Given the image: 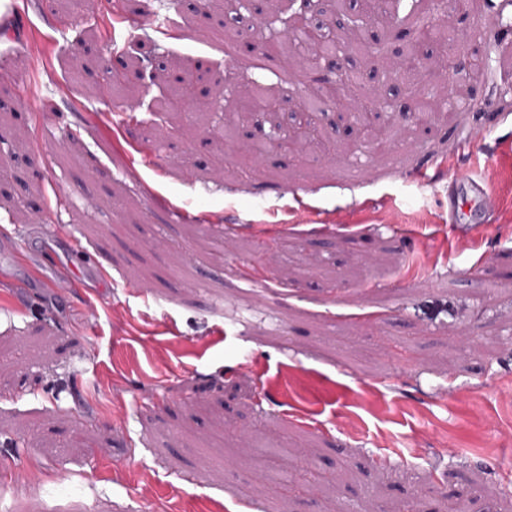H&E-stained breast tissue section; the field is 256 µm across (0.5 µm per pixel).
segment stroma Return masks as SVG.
I'll use <instances>...</instances> for the list:
<instances>
[{
	"label": "stroma",
	"instance_id": "obj_1",
	"mask_svg": "<svg viewBox=\"0 0 512 512\" xmlns=\"http://www.w3.org/2000/svg\"><path fill=\"white\" fill-rule=\"evenodd\" d=\"M293 22L274 0H0V227L23 245L0 247V512H512V0L453 18L488 66L439 83L452 121L391 95L397 28L284 79L265 45ZM350 70L394 157L355 131L331 159L254 155ZM254 82L280 112L239 120L232 154L213 93ZM464 136L495 205L452 224L448 174L413 175L468 165ZM59 262L81 290L46 287Z\"/></svg>",
	"mask_w": 512,
	"mask_h": 512
}]
</instances>
